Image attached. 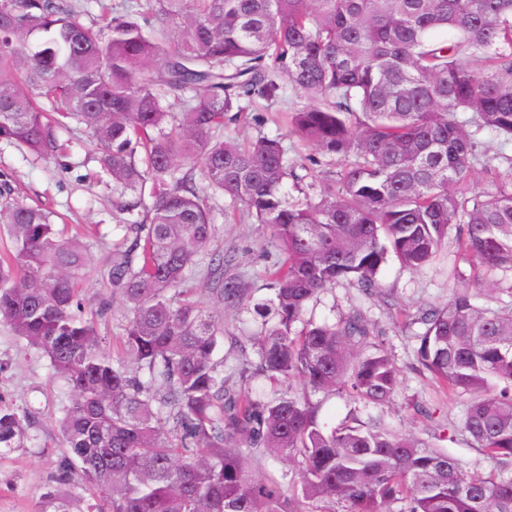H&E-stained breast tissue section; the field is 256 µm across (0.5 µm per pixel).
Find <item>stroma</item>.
<instances>
[{"label": "stroma", "instance_id": "1", "mask_svg": "<svg viewBox=\"0 0 512 512\" xmlns=\"http://www.w3.org/2000/svg\"><path fill=\"white\" fill-rule=\"evenodd\" d=\"M7 174L16 195L39 200L63 214L72 224L95 225L98 237L88 243V260L82 288L92 304L107 302L101 321L103 335H113V318L120 305L106 286L112 242L119 234L112 217V182L102 173L96 154L83 131H75L73 147L63 162H43L17 147L0 142V174ZM217 246L231 251L239 271L254 283L256 297L265 291L268 264L267 237L260 225L249 223L236 209H226L217 219ZM458 260L455 249L442 252L429 266L410 271L389 260L379 275L382 288L391 292V302L366 299L356 288L337 285L308 305V317L335 321L359 308L372 319L378 339L399 370L398 392L388 408L393 424L425 440L435 433L450 435L449 449L469 471L488 470L459 430L466 400L439 389L429 375L416 369L415 339L403 327L401 316L445 304L459 283L449 273ZM0 399L35 418L34 438L28 446L0 458V512H32L44 493L50 474L64 451L59 421L70 404L65 384L55 379L47 359L14 336L0 322Z\"/></svg>", "mask_w": 512, "mask_h": 512}]
</instances>
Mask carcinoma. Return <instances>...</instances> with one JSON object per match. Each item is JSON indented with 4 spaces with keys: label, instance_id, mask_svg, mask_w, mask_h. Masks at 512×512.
<instances>
[{
    "label": "carcinoma",
    "instance_id": "1",
    "mask_svg": "<svg viewBox=\"0 0 512 512\" xmlns=\"http://www.w3.org/2000/svg\"><path fill=\"white\" fill-rule=\"evenodd\" d=\"M0 0V142L67 157L75 122L112 179L123 237L108 285L121 301L111 351L77 288L87 244L0 181V321L67 386V448L33 512H512V164L476 133L512 144V0ZM442 30L454 38L440 39ZM482 68H473V61ZM332 160L306 183L279 137L226 133L256 100ZM266 231L279 259L258 299L211 249L210 200ZM454 236L479 289L409 318L419 369L476 395L460 424L492 463L399 432L386 408L399 374L355 309L304 319L347 282L382 294L389 259L417 271ZM209 277L217 310L197 298ZM256 323L238 380L224 377V314ZM279 384L254 395L248 379ZM351 415L328 426L324 401ZM0 398V454L32 440ZM288 461L280 477L253 463Z\"/></svg>",
    "mask_w": 512,
    "mask_h": 512
}]
</instances>
